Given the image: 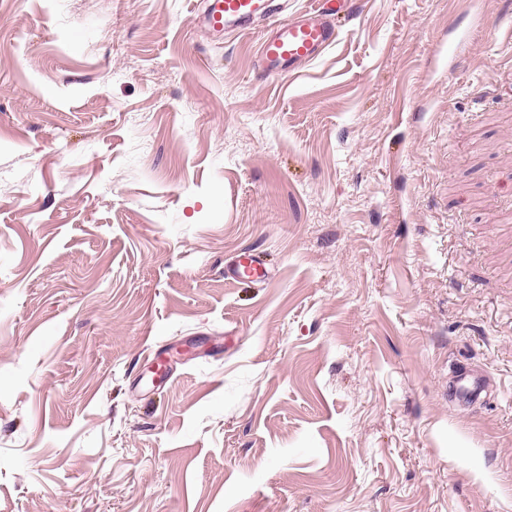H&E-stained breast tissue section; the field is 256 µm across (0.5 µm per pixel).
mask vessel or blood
Segmentation results:
<instances>
[{
	"instance_id": "vessel-or-blood-1",
	"label": "vessel or blood",
	"mask_w": 512,
	"mask_h": 512,
	"mask_svg": "<svg viewBox=\"0 0 512 512\" xmlns=\"http://www.w3.org/2000/svg\"><path fill=\"white\" fill-rule=\"evenodd\" d=\"M266 11V0H211L205 20L216 30L229 26L244 30ZM336 36L335 18L315 7L304 18L279 20L271 34L264 38L260 56L267 68L283 69L314 59ZM448 388L460 400L473 402L480 398L484 384L478 376L460 368L453 372Z\"/></svg>"
}]
</instances>
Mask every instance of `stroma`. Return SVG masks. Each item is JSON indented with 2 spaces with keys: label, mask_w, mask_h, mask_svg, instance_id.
<instances>
[{
  "label": "stroma",
  "mask_w": 512,
  "mask_h": 512,
  "mask_svg": "<svg viewBox=\"0 0 512 512\" xmlns=\"http://www.w3.org/2000/svg\"><path fill=\"white\" fill-rule=\"evenodd\" d=\"M471 1L354 0L281 74L204 0H0V512H512V0ZM452 395L466 402H473L480 398L484 391L482 380L466 368L455 370L448 383Z\"/></svg>",
  "instance_id": "stroma-1"
}]
</instances>
